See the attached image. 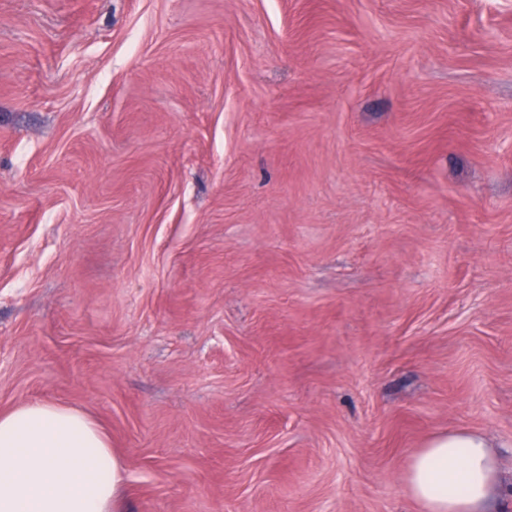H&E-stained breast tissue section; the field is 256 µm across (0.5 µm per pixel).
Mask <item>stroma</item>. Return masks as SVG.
I'll list each match as a JSON object with an SVG mask.
<instances>
[{
    "label": "stroma",
    "mask_w": 512,
    "mask_h": 512,
    "mask_svg": "<svg viewBox=\"0 0 512 512\" xmlns=\"http://www.w3.org/2000/svg\"><path fill=\"white\" fill-rule=\"evenodd\" d=\"M124 512H512V0H0V412ZM490 448L486 436L470 430L435 435L407 468L411 497L425 512H493L501 489Z\"/></svg>",
    "instance_id": "1"
}]
</instances>
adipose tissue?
Returning a JSON list of instances; mask_svg holds the SVG:
<instances>
[{"label":"adipose tissue","instance_id":"1","mask_svg":"<svg viewBox=\"0 0 512 512\" xmlns=\"http://www.w3.org/2000/svg\"><path fill=\"white\" fill-rule=\"evenodd\" d=\"M405 483L424 512H491L498 460L483 434H438ZM121 488V462L84 412L35 401L0 414V512H122Z\"/></svg>","mask_w":512,"mask_h":512}]
</instances>
